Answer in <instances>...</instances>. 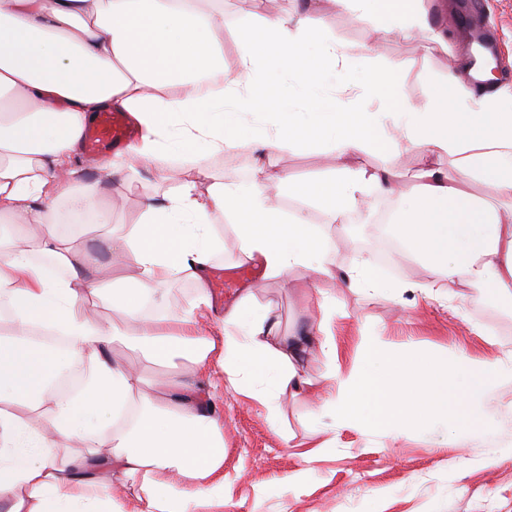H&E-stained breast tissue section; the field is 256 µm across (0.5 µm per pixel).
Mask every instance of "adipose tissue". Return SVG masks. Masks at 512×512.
<instances>
[{"mask_svg": "<svg viewBox=\"0 0 512 512\" xmlns=\"http://www.w3.org/2000/svg\"><path fill=\"white\" fill-rule=\"evenodd\" d=\"M316 2L365 13L374 0ZM318 7L292 21L242 15L229 78L223 0H0V219L21 212L30 226L23 243L0 236V312L10 326L0 335V512L223 505L216 367L223 387L261 405L274 425L281 396L321 395L329 436L313 441L307 460L345 430L391 439L452 430L465 444L487 428L485 387L512 379V354L451 373L423 351L385 354L379 337L368 336L349 371L331 364L317 382L302 366L314 347L336 357L328 296L317 299L315 330L286 335L271 308L257 305L254 285L212 322L194 313L211 304L208 274L224 244L213 226L219 215L233 223L243 261L262 279L301 267L311 280L338 277L357 292L385 286L363 261L337 271L320 226L285 219L267 195L278 175L266 160L289 148L335 155L331 177L288 185L289 197L330 223H345L367 196L395 198L392 236L438 268L434 281L411 284V292L446 304L449 284L461 279L512 297V101L491 74L475 86L461 59L424 108L409 101L398 69L351 80L357 61L325 34ZM384 32L418 38L427 51L448 47L422 11L404 13ZM263 85L271 93L259 109L252 91ZM105 111L128 113L140 138L98 165V180L88 183L73 157ZM245 135L256 153L252 180L230 190L208 164ZM385 141L421 151L415 194L400 193L385 172L346 165ZM444 155L452 168L439 165ZM136 163L160 168L176 189L160 200L146 196L138 224L112 229V244L133 250L139 276L111 290L122 320L105 323L78 311L100 291L83 274L96 259L71 254L56 203L104 221L102 184ZM471 180L488 183L510 207L466 203ZM182 280L195 285L193 305L174 311L165 288ZM118 342L169 365L154 395L144 393L138 370L112 356ZM77 362L84 375L75 391L52 390Z\"/></svg>", "mask_w": 512, "mask_h": 512, "instance_id": "adipose-tissue-1", "label": "adipose tissue"}]
</instances>
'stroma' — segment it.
I'll list each match as a JSON object with an SVG mask.
<instances>
[{
    "label": "stroma",
    "instance_id": "stroma-1",
    "mask_svg": "<svg viewBox=\"0 0 512 512\" xmlns=\"http://www.w3.org/2000/svg\"><path fill=\"white\" fill-rule=\"evenodd\" d=\"M468 2L379 0L367 15L339 9L324 24L328 35L348 46L354 56L363 55L365 45L375 44V67L402 64L408 98L421 107L431 87L444 85L449 56L462 52L458 24ZM418 8L428 10L434 27L447 31V51L426 52L412 38L376 39V28ZM252 12L285 18L295 14L296 0H224L226 70H234L237 59L236 20ZM482 18L497 35V77L512 84V0H484ZM254 158L253 148L244 141L214 156L209 170L234 188L249 182ZM268 163L290 180L302 181L327 172L331 159L293 148L272 154ZM354 163L369 171L389 168L397 183L411 186L422 158L415 149L385 144L358 155ZM165 189L154 168L139 165L107 184L101 205L111 208L113 224L129 226L139 220L144 195ZM304 214L309 222L324 224L317 210L308 207ZM215 222L224 249L215 257L208 281L212 305L220 311L237 300L242 288L261 278L259 270L241 262L228 219L219 216ZM324 226L332 238L337 269L349 267L360 256L377 258L368 219L342 230ZM107 232L104 226L88 227L81 234L70 228L63 231L73 252L96 257L93 278L105 289L137 275L131 251L109 255ZM264 282L258 300L272 306L285 331L316 325L318 291L332 297L336 306L332 332L339 362L345 367L364 336L382 337L389 353L427 350L452 369L469 357L493 359L512 350V299L501 297L493 287L473 289L461 281L453 283L452 291L463 298L461 313L455 316L437 302L408 292L399 298L385 292L360 294L330 280L313 289L303 269L291 271L287 279ZM280 403L285 430L296 441H304L307 431L318 426V401L285 395ZM217 410L224 417L226 444L223 512H512V381L492 382L490 397L482 403L491 430L465 448L442 447L419 436L394 442L345 431L337 436L335 447L307 463L273 430L265 409L226 391ZM302 469L307 472L305 479L289 485L290 476Z\"/></svg>",
    "mask_w": 512,
    "mask_h": 512
}]
</instances>
